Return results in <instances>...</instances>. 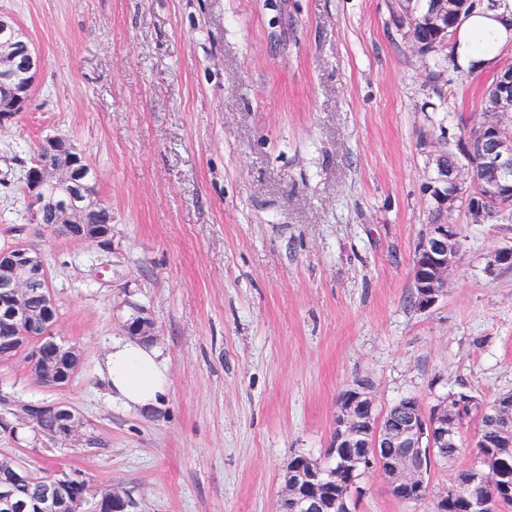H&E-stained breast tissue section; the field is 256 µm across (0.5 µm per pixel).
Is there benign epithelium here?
I'll return each mask as SVG.
<instances>
[{"instance_id":"7a95c632","label":"benign epithelium","mask_w":512,"mask_h":512,"mask_svg":"<svg viewBox=\"0 0 512 512\" xmlns=\"http://www.w3.org/2000/svg\"><path fill=\"white\" fill-rule=\"evenodd\" d=\"M456 0H434L428 14L430 25L440 29V42L436 52L448 54V45L456 33L446 26L448 18L463 25L464 19L455 15ZM0 29L12 30L18 36L22 50V63L26 81L21 84H4L0 97V127L12 122L26 111L31 90L41 69L40 56L15 23L7 16H0ZM498 84L496 111L478 123L477 134L470 131L456 139L453 160L437 149L432 156L436 179L427 185L432 200L434 219L426 225L416 248L412 268L415 302L420 310L434 306L446 293L448 272L459 251L457 225L449 222L448 215L463 207L477 224L489 223L512 210V135L506 127L512 124V72L498 68L494 72ZM60 156L66 167L60 173L45 169L47 156ZM480 164L484 192L475 191L472 164ZM86 160L71 143L60 136H46L36 143V159L26 170L24 192L34 213L48 207L59 210L58 222L82 225L92 211L112 214V208L99 194L83 198L69 193L81 184ZM56 179L63 193H47L48 181ZM108 249L112 244V225L103 224L94 234L85 237ZM512 264V246L495 250L487 263L489 273ZM137 319L125 323L131 336L153 341V328L145 309L132 304ZM57 319V307L48 286V276L41 253L36 249L17 245L0 250V326L13 329L22 327V335L13 338L18 355L25 357L30 375L41 383L61 388L72 380L82 361L79 346L56 341L52 329ZM475 399L467 393H457L441 402L428 419L418 399L411 398L412 413L405 417L397 429L383 428L377 413L371 386L357 381L347 389L338 405L334 419L335 442L340 449L342 471L352 476L360 468H369L385 478L391 490L405 495L412 501V485L428 465L424 444L438 445L444 449L459 447L458 430L448 421V413L464 414L472 410ZM480 412L492 424L512 429V404L497 403L480 407ZM53 416L58 420L57 437L63 443L78 444L86 449L99 447L93 433L78 419V414L62 402L29 403L24 412H16L19 424H35L40 418ZM352 448H368L370 452L356 455ZM398 448L400 454L393 460L382 457L380 449ZM488 475L477 471L461 489L453 486L451 494L462 495L468 512H489L491 502L483 493ZM324 478L314 466L295 464L287 471L282 496L294 501L295 512H328L325 499L316 493ZM16 507L13 483L0 484V509L4 512ZM133 502L116 487L96 495L89 491L86 474L78 469L61 470L46 480V487L33 512H129Z\"/></svg>"}]
</instances>
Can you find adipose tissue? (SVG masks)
<instances>
[{"mask_svg": "<svg viewBox=\"0 0 512 512\" xmlns=\"http://www.w3.org/2000/svg\"><path fill=\"white\" fill-rule=\"evenodd\" d=\"M512 43V26L501 11L487 6L474 9L464 22L454 54L463 70L487 66ZM98 375L113 405L147 411L167 399L170 381L159 350L129 336L113 338L106 348Z\"/></svg>", "mask_w": 512, "mask_h": 512, "instance_id": "obj_1", "label": "adipose tissue"}]
</instances>
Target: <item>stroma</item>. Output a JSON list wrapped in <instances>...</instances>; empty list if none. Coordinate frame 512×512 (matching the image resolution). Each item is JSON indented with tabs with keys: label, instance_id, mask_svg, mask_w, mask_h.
Returning <instances> with one entry per match:
<instances>
[{
	"label": "stroma",
	"instance_id": "obj_1",
	"mask_svg": "<svg viewBox=\"0 0 512 512\" xmlns=\"http://www.w3.org/2000/svg\"><path fill=\"white\" fill-rule=\"evenodd\" d=\"M38 50L26 112L0 127V250L38 249L82 363L63 388L0 362V396L64 401L102 442L0 433L33 471L83 470L133 512H277L281 473L322 459L355 381L377 408L512 391V269L486 273L512 222L452 212L447 294L408 304L441 135L480 117L493 68L432 78L395 0H0ZM447 103L448 112L437 111ZM70 139L112 208V248L30 223L19 188L39 138ZM171 380L141 413L98 377L130 303ZM355 512H432L379 475Z\"/></svg>",
	"mask_w": 512,
	"mask_h": 512
}]
</instances>
